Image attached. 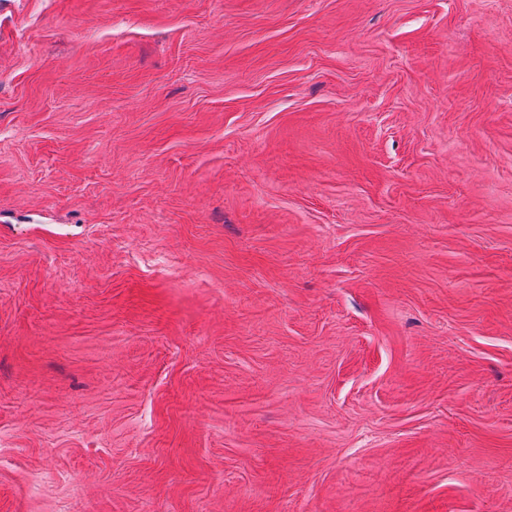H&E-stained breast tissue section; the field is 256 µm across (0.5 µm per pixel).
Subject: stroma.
I'll use <instances>...</instances> for the list:
<instances>
[{
	"label": "stroma",
	"instance_id": "stroma-1",
	"mask_svg": "<svg viewBox=\"0 0 512 512\" xmlns=\"http://www.w3.org/2000/svg\"><path fill=\"white\" fill-rule=\"evenodd\" d=\"M0 512H512V0H0Z\"/></svg>",
	"mask_w": 512,
	"mask_h": 512
}]
</instances>
